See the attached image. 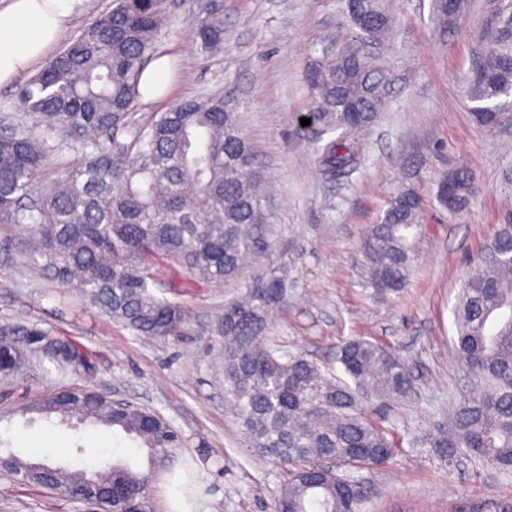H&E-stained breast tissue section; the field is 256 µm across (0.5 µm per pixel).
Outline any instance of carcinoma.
Masks as SVG:
<instances>
[{
  "label": "carcinoma",
  "instance_id": "1",
  "mask_svg": "<svg viewBox=\"0 0 512 512\" xmlns=\"http://www.w3.org/2000/svg\"><path fill=\"white\" fill-rule=\"evenodd\" d=\"M469 0L437 3L452 24ZM489 18L469 70L466 93L477 124L487 130L512 121V35L505 20L512 4L489 0ZM346 15L364 39L381 43L394 18L382 0H348ZM163 0H117L36 75L22 84L17 104L33 124L0 129V224L34 225L31 262L62 285L76 284L85 299L141 336L165 339L182 332L188 310L150 290V264L166 259L192 288L217 282L252 262L268 223L252 148L224 96L179 102L145 125L130 114L140 97L143 62L166 25ZM200 49L218 50L224 26L218 10L197 30ZM313 92L312 122L319 127V166L329 179L360 167V133L387 105L391 80L374 60L354 49L327 50L305 73ZM126 132L131 141L117 135ZM59 137L87 150L80 165L50 185L35 186ZM112 141L108 146L104 140ZM475 177L456 169L438 184L439 203L468 206ZM421 201L404 189L388 203L365 238L362 251L375 293L404 286L420 227ZM489 251L496 263L479 264L455 309L456 348L487 387L456 406L448 428L424 444L448 463L464 454L512 473V225L500 229ZM281 264L257 265L250 284L211 321L224 367V395L252 445L263 455L295 465L276 495L275 512H362L368 497L349 470L386 463L394 439L369 421L360 392L403 402L413 383L407 365L385 347L355 338L338 362L349 381L326 375L301 355H276L265 343L270 313L287 304ZM48 361L62 372L93 379L98 366L78 344L49 329L17 323L0 328V377L8 379ZM28 411L57 414L79 424L116 428L145 451L146 467L119 459L95 469L23 459L8 451L0 473L14 481L76 500L91 486L110 510L129 495L146 493L174 465L177 432L157 414L148 423L132 406L112 414L104 395L85 386L70 398L46 393Z\"/></svg>",
  "mask_w": 512,
  "mask_h": 512
}]
</instances>
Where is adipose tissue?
Here are the masks:
<instances>
[{
    "label": "adipose tissue",
    "instance_id": "obj_1",
    "mask_svg": "<svg viewBox=\"0 0 512 512\" xmlns=\"http://www.w3.org/2000/svg\"><path fill=\"white\" fill-rule=\"evenodd\" d=\"M74 0H0V86L42 64L72 18Z\"/></svg>",
    "mask_w": 512,
    "mask_h": 512
}]
</instances>
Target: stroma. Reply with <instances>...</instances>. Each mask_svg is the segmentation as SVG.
Wrapping results in <instances>:
<instances>
[{
  "label": "stroma",
  "mask_w": 512,
  "mask_h": 512,
  "mask_svg": "<svg viewBox=\"0 0 512 512\" xmlns=\"http://www.w3.org/2000/svg\"><path fill=\"white\" fill-rule=\"evenodd\" d=\"M395 18L387 42H363L346 17L345 0H219L224 45L202 52L194 33L208 0H168L171 25L156 56H167L174 80L152 103L137 102L134 124L175 103L223 94L239 117L265 181L268 238L288 276V306L273 312L268 338L336 377L341 343L361 336L384 345L410 369L415 393L395 403L366 395L364 414L399 448L386 464L357 470L371 512H458L512 499V477L461 461L448 465L422 443L447 425L456 404L482 388L479 375L453 345V309L463 282L487 252L494 231L512 224V128L489 131L473 120L464 76L471 67L485 0L441 25L433 0H384ZM350 47L378 60L393 77L390 101L365 137L366 157L350 177L325 179L315 130L301 126L311 107L307 67L326 46ZM465 167L476 177L465 209L436 199L438 181ZM413 189L421 199V230L404 290L371 296L361 244L388 201ZM31 225L0 224V325L28 322L68 336L94 358L98 392L159 413L179 434L175 453L194 477V512H274L286 464L253 448L230 411L218 346L206 328L225 303L244 292L252 270L198 287L153 265L158 297L183 304L184 335H137L91 306L79 288L50 280L29 261ZM71 374L33 366L0 379V438L26 459L103 467L113 451L135 448L104 426L71 427L28 412L37 395L77 384ZM84 454H77V447ZM0 512H89L60 494L0 475Z\"/></svg>",
  "instance_id": "35a3bbf8"
}]
</instances>
